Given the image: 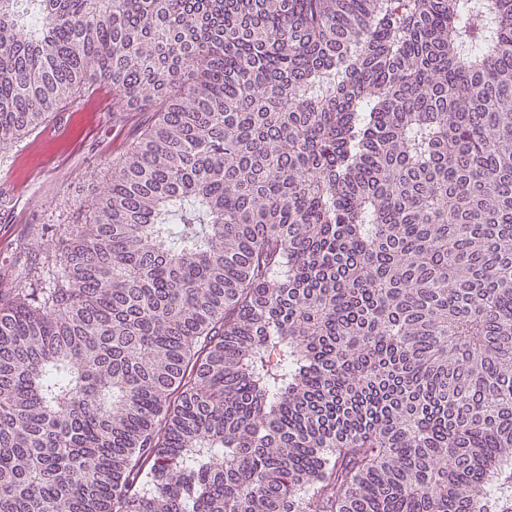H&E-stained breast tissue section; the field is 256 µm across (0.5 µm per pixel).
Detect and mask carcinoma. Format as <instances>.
<instances>
[{
    "mask_svg": "<svg viewBox=\"0 0 512 512\" xmlns=\"http://www.w3.org/2000/svg\"><path fill=\"white\" fill-rule=\"evenodd\" d=\"M102 84L0 512H512V0H0L1 145Z\"/></svg>",
    "mask_w": 512,
    "mask_h": 512,
    "instance_id": "obj_1",
    "label": "carcinoma"
}]
</instances>
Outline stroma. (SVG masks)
I'll return each instance as SVG.
<instances>
[{
    "mask_svg": "<svg viewBox=\"0 0 512 512\" xmlns=\"http://www.w3.org/2000/svg\"><path fill=\"white\" fill-rule=\"evenodd\" d=\"M147 112H116L112 90L76 99L45 128L0 148V296L59 255V243L86 206L110 186L112 159L149 122Z\"/></svg>",
    "mask_w": 512,
    "mask_h": 512,
    "instance_id": "obj_1",
    "label": "stroma"
}]
</instances>
